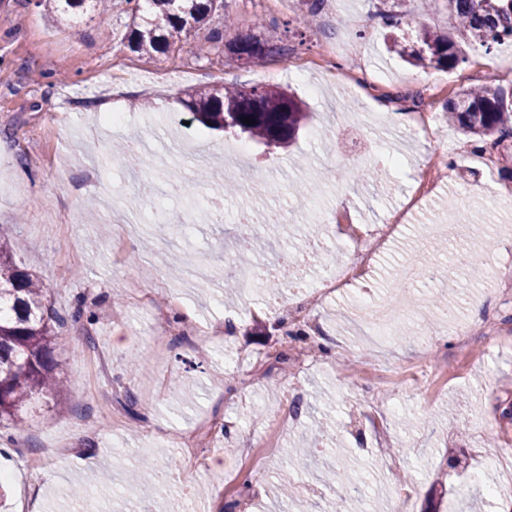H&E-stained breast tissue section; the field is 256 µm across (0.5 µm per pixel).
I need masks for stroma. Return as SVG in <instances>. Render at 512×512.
<instances>
[{
	"label": "stroma",
	"instance_id": "1",
	"mask_svg": "<svg viewBox=\"0 0 512 512\" xmlns=\"http://www.w3.org/2000/svg\"><path fill=\"white\" fill-rule=\"evenodd\" d=\"M238 31L278 45L253 66L225 46L196 34L198 50L178 47L146 56L129 49L132 17L125 0L105 11L54 15L36 0H0V162H8L12 190L0 191V234L13 258L43 284L53 311L65 316L55 358L70 378L56 399L28 414L14 446L0 450V472L10 475L9 512H142L138 474L150 462L168 480L154 486L169 512L186 506L204 512H463L484 483L494 485L482 512H512V476L498 465L512 457V292L497 275L512 274V209L493 203L512 198V168L503 159L482 166L475 140L444 121L443 106L475 86L480 70L493 85L512 90V43L492 50L464 47L450 70L414 66L387 52L384 37L412 45L421 29L446 32L454 20L446 5L410 0L405 24L392 30L380 0H339L340 13H309L302 0L270 9L262 0H223ZM321 43L335 44L344 82L291 70L288 48L314 58ZM269 69L285 70L277 85L294 92L311 114L287 148L268 147L231 130H210L183 104L189 92L224 85L250 88ZM439 114L429 136L411 132L414 109ZM131 116L148 156L123 154L121 137L102 119ZM187 121L188 134L216 152L208 171L192 166L174 147L171 120ZM244 145L249 163L221 158L225 144ZM448 155L436 193L423 202L399 238L378 257L368 285L329 296L311 295L321 334L298 343L280 362L282 313L266 283L225 290L239 268L275 264L281 251L296 254L294 281L315 289L351 256L350 244L325 235L311 252L309 238L324 227L318 210L351 209L362 223L383 225L400 208L414 175L434 149ZM270 168L268 181L249 166ZM378 176L354 184L353 171ZM178 177L169 180L167 169ZM221 197L224 220L183 221L206 198ZM144 200L141 224L122 260L112 239L121 215ZM255 217L278 211L277 239L256 227L251 253L235 251L236 212ZM481 215L484 234L473 244L482 262L476 275L460 269L446 293L460 316L495 317L497 342L476 343L461 357L444 324L439 282H414L412 300L394 340L373 338L364 322L365 300L393 294L408 264H453L454 249L434 251L430 224H448L467 212ZM181 295L197 319L211 323L210 338L178 336L183 321L170 308ZM83 299L88 316L67 315ZM139 367H131L130 357ZM299 409L298 423L278 426ZM203 435L209 450L198 471L172 441ZM318 441L323 448L307 468L288 451ZM466 455L467 470L451 465ZM39 462L41 479L26 466ZM107 470V484L91 481ZM357 473L355 487L322 481L325 470ZM293 488L292 499L277 489Z\"/></svg>",
	"mask_w": 512,
	"mask_h": 512
}]
</instances>
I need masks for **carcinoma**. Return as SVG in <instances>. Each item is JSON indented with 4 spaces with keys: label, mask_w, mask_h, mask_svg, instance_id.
I'll use <instances>...</instances> for the list:
<instances>
[{
    "label": "carcinoma",
    "mask_w": 512,
    "mask_h": 512,
    "mask_svg": "<svg viewBox=\"0 0 512 512\" xmlns=\"http://www.w3.org/2000/svg\"><path fill=\"white\" fill-rule=\"evenodd\" d=\"M72 9L86 5L96 9L101 0H38L37 6L50 13L59 11V2ZM130 4L132 26L127 35L130 49L142 55L165 53L170 45L191 46V38L209 27V40L225 42L239 60L256 63L270 56L276 47L251 34H236L226 41L230 26L216 18L220 0H145L148 16L140 17L139 0ZM390 3L386 14L389 25H401L406 16L405 0ZM455 20L454 33L421 30L419 47L395 41L390 50L415 66L452 69L460 61L462 44L487 49L506 39L512 40V0H444ZM142 22H137V18ZM187 107L195 119L213 129L239 128L265 144L290 143L309 120L302 102L280 87L245 90L236 87L222 91L200 88L189 96ZM448 122L479 137L484 144L500 145L512 137V100L498 86L467 89L459 100L445 106ZM256 121L248 125L241 118ZM65 318L47 306L42 282L18 265L12 256L10 240L0 238V423L17 425L23 408L38 397L55 398L66 389L54 357L57 328Z\"/></svg>",
    "instance_id": "carcinoma-1"
}]
</instances>
